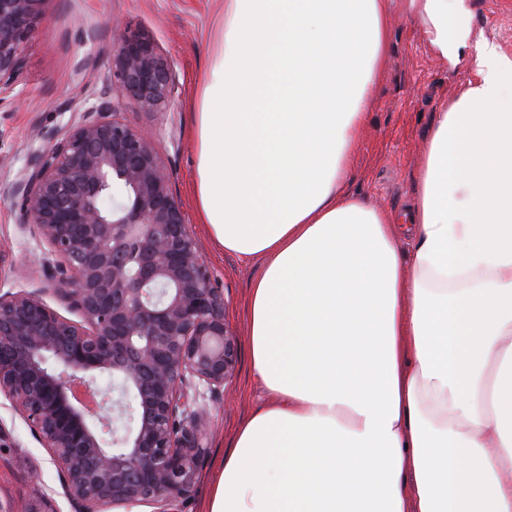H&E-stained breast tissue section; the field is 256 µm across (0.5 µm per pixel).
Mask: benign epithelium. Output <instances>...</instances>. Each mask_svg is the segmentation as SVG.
Wrapping results in <instances>:
<instances>
[{"instance_id": "1", "label": "benign epithelium", "mask_w": 512, "mask_h": 512, "mask_svg": "<svg viewBox=\"0 0 512 512\" xmlns=\"http://www.w3.org/2000/svg\"><path fill=\"white\" fill-rule=\"evenodd\" d=\"M47 0H0V108ZM112 72L66 124L40 130L13 183L15 221L49 246L46 279L70 319L40 289L0 293V394L49 449L74 512L151 506L181 512L194 485L200 401L217 398L237 363L224 295L188 230L152 143L116 118L122 104L169 106L173 59L146 32L112 24ZM112 375L117 398L90 410L80 390ZM133 424L110 429L102 413Z\"/></svg>"}]
</instances>
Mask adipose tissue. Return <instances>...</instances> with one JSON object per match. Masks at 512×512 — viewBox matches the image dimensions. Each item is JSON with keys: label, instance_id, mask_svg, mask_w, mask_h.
I'll list each match as a JSON object with an SVG mask.
<instances>
[{"label": "adipose tissue", "instance_id": "ef3b65f1", "mask_svg": "<svg viewBox=\"0 0 512 512\" xmlns=\"http://www.w3.org/2000/svg\"><path fill=\"white\" fill-rule=\"evenodd\" d=\"M406 15L474 77L435 114L403 227L348 189L389 0H224L196 197L224 252L263 262L249 357L269 399L205 512H512V56L464 0Z\"/></svg>", "mask_w": 512, "mask_h": 512}]
</instances>
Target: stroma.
Here are the masks:
<instances>
[{
	"mask_svg": "<svg viewBox=\"0 0 512 512\" xmlns=\"http://www.w3.org/2000/svg\"><path fill=\"white\" fill-rule=\"evenodd\" d=\"M503 0H466L476 33L512 55V11ZM224 0H47L24 43L13 83L20 102L0 111V287L41 288L44 250L34 235L21 233L13 183L35 128L64 122L103 82L112 80V20L151 33L174 59L178 89L168 107L149 112L125 105L119 117L155 146L170 172L173 192L189 216L188 230L212 284L224 293V321L237 340L238 361L219 399L206 406L205 454L182 512H202L224 453L240 423L260 409L267 392L248 361L247 298L260 275V261L224 253L198 218L196 150L192 112L211 56L213 27ZM472 78L467 62L448 66L432 55L405 17L404 0H391L387 55L378 82L365 94L366 122L350 159V189L392 214L411 204L413 176L422 162L433 115ZM173 128L174 140L160 138ZM0 512H72L48 450L32 434L10 401L0 396Z\"/></svg>",
	"mask_w": 512,
	"mask_h": 512,
	"instance_id": "1",
	"label": "stroma"
}]
</instances>
